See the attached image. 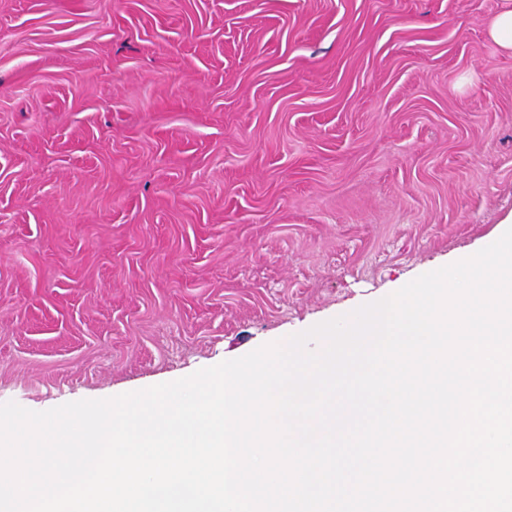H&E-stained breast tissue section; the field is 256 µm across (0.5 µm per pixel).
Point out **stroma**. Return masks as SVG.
I'll return each instance as SVG.
<instances>
[{
	"instance_id": "35a3bbf8",
	"label": "stroma",
	"mask_w": 512,
	"mask_h": 512,
	"mask_svg": "<svg viewBox=\"0 0 512 512\" xmlns=\"http://www.w3.org/2000/svg\"><path fill=\"white\" fill-rule=\"evenodd\" d=\"M512 0H0V403L186 377L512 218ZM490 34L500 47L512 50V9L498 13L492 18Z\"/></svg>"
}]
</instances>
